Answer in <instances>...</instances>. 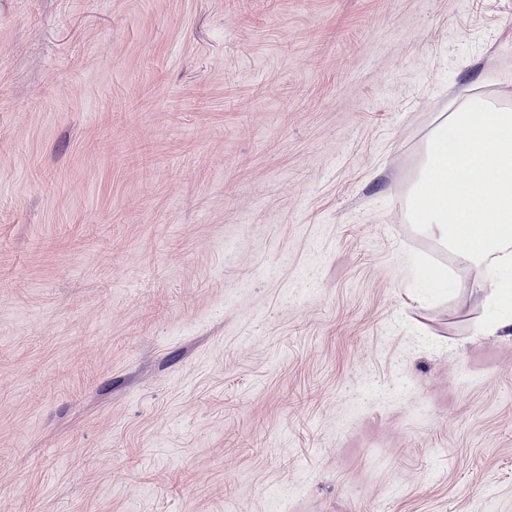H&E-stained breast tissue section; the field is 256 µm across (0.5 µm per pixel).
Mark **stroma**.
<instances>
[{"instance_id":"1","label":"stroma","mask_w":512,"mask_h":512,"mask_svg":"<svg viewBox=\"0 0 512 512\" xmlns=\"http://www.w3.org/2000/svg\"><path fill=\"white\" fill-rule=\"evenodd\" d=\"M485 98L512 0H0V512H512V336L405 216Z\"/></svg>"}]
</instances>
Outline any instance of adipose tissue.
Segmentation results:
<instances>
[{
	"label": "adipose tissue",
	"instance_id": "adipose-tissue-1",
	"mask_svg": "<svg viewBox=\"0 0 512 512\" xmlns=\"http://www.w3.org/2000/svg\"><path fill=\"white\" fill-rule=\"evenodd\" d=\"M475 123L469 105L441 114L428 134L419 167L405 196L408 223L453 259L479 275L488 315L478 326L486 336L512 335V111L484 103ZM489 169L495 185L466 179Z\"/></svg>",
	"mask_w": 512,
	"mask_h": 512
}]
</instances>
